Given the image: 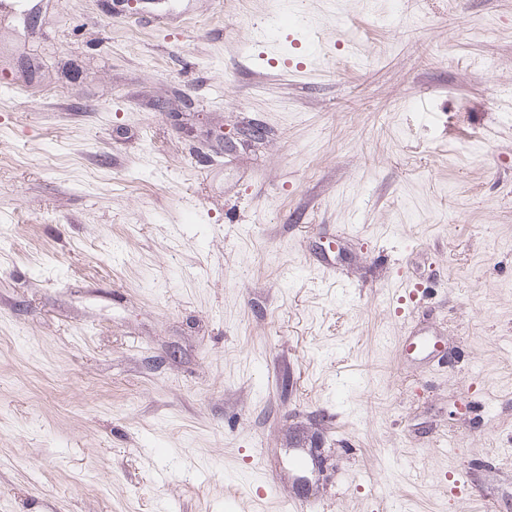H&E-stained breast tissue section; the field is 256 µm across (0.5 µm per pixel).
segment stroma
<instances>
[{
    "mask_svg": "<svg viewBox=\"0 0 512 512\" xmlns=\"http://www.w3.org/2000/svg\"><path fill=\"white\" fill-rule=\"evenodd\" d=\"M0 512H512V0L0 6Z\"/></svg>",
    "mask_w": 512,
    "mask_h": 512,
    "instance_id": "1",
    "label": "stroma"
}]
</instances>
